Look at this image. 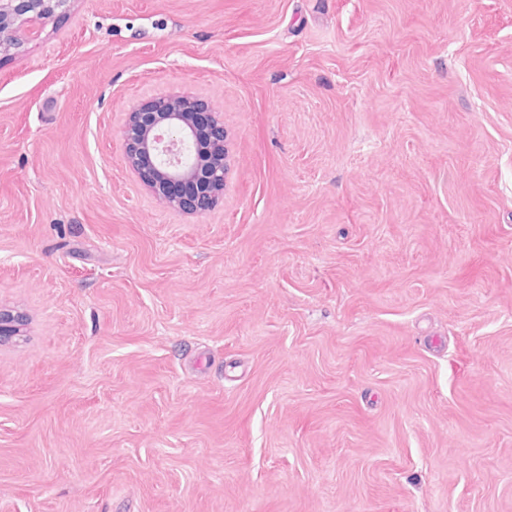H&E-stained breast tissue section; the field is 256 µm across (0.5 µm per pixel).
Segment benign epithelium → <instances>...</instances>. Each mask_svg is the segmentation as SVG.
Returning a JSON list of instances; mask_svg holds the SVG:
<instances>
[{
  "mask_svg": "<svg viewBox=\"0 0 512 512\" xmlns=\"http://www.w3.org/2000/svg\"><path fill=\"white\" fill-rule=\"evenodd\" d=\"M71 0H0V55L20 49L51 17L69 15ZM124 162L171 208L209 211L224 194L228 170L224 118L204 100L172 92L138 106L122 127ZM23 315L0 308V342L20 336Z\"/></svg>",
  "mask_w": 512,
  "mask_h": 512,
  "instance_id": "7a95c632",
  "label": "benign epithelium"
}]
</instances>
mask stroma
Masks as SVG:
<instances>
[{"label":"stroma","instance_id":"stroma-1","mask_svg":"<svg viewBox=\"0 0 512 512\" xmlns=\"http://www.w3.org/2000/svg\"><path fill=\"white\" fill-rule=\"evenodd\" d=\"M227 131L224 194L126 169ZM0 512H512V0H73L0 55ZM127 114L122 127L124 162L171 208L185 214L209 211L224 194L228 170L224 118L204 100L172 92ZM209 159L201 157L200 133ZM150 165L143 167V160ZM23 322L21 313L0 308V343L21 336Z\"/></svg>","mask_w":512,"mask_h":512}]
</instances>
